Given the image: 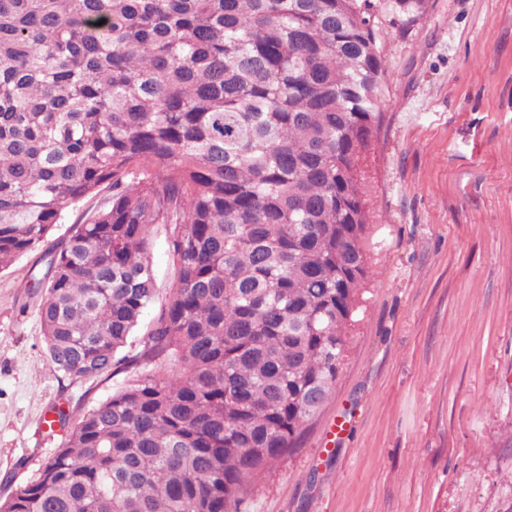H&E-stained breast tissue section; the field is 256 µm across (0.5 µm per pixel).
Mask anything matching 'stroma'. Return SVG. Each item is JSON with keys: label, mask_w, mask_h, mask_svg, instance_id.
<instances>
[{"label": "stroma", "mask_w": 512, "mask_h": 512, "mask_svg": "<svg viewBox=\"0 0 512 512\" xmlns=\"http://www.w3.org/2000/svg\"><path fill=\"white\" fill-rule=\"evenodd\" d=\"M385 120L364 170L372 275L343 372L302 445L245 512H512V0H425L380 18ZM156 225L158 297L175 283ZM41 250L0 272V500L32 479L128 372L63 376L37 311Z\"/></svg>", "instance_id": "1"}]
</instances>
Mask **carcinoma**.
Returning a JSON list of instances; mask_svg holds the SVG:
<instances>
[{
	"instance_id": "carcinoma-1",
	"label": "carcinoma",
	"mask_w": 512,
	"mask_h": 512,
	"mask_svg": "<svg viewBox=\"0 0 512 512\" xmlns=\"http://www.w3.org/2000/svg\"><path fill=\"white\" fill-rule=\"evenodd\" d=\"M423 5L0 0V270L46 246L56 371L150 366L72 425L57 410L66 442L0 512H244L300 446L371 273L380 14L406 29ZM156 224L171 226L176 284L121 357L157 296ZM106 193H102L97 197L88 198L71 205L64 214V219L60 224H56L51 232V238H64L70 234L74 224L81 219L85 212L94 209Z\"/></svg>"
}]
</instances>
